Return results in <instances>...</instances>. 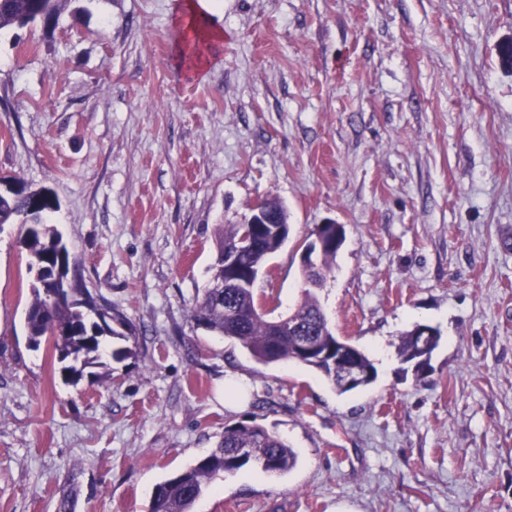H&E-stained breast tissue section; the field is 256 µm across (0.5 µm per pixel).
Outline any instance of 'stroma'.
<instances>
[{
    "label": "stroma",
    "instance_id": "obj_1",
    "mask_svg": "<svg viewBox=\"0 0 512 512\" xmlns=\"http://www.w3.org/2000/svg\"><path fill=\"white\" fill-rule=\"evenodd\" d=\"M177 0H68L0 31V176L48 189L86 287L125 323L110 380L31 348L26 228L0 226V512H148L227 426L295 466L213 481L192 512H512V0H222L204 75ZM288 213L258 291L301 300L300 244L345 239L316 295L377 378L347 394L190 318L217 229ZM438 329L430 371L398 353Z\"/></svg>",
    "mask_w": 512,
    "mask_h": 512
}]
</instances>
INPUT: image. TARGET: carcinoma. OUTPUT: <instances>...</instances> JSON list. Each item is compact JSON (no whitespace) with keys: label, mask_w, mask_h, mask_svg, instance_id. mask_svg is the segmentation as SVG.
I'll return each instance as SVG.
<instances>
[{"label":"carcinoma","mask_w":512,"mask_h":512,"mask_svg":"<svg viewBox=\"0 0 512 512\" xmlns=\"http://www.w3.org/2000/svg\"><path fill=\"white\" fill-rule=\"evenodd\" d=\"M69 0H0V30L10 27H27L34 24L36 15L46 11L45 24L55 21ZM18 191L0 196V224L19 222L27 226L22 245L28 251V270L48 264H69L73 279L82 283L78 265L55 225L42 219V214L52 209L54 199L45 196L34 199L26 194L24 181L17 177ZM242 225L225 224L218 229V248L214 279L224 276V246L235 242ZM283 245L276 234H266L257 251L243 253L240 262L245 266L262 263ZM336 259V251L324 250L317 256V264L308 266L303 277L308 284L301 302L289 313L274 315L276 308L270 301L259 296L255 289L246 285L236 288L204 289L190 309L191 317L207 329L230 338L240 344L256 361L263 364L277 362L295 363L320 373L340 394L353 391L336 377V365L331 359L336 350L344 351L351 360L368 372L367 384L377 376L369 357L353 344L336 336L329 325L327 314L313 290L327 282ZM72 301L61 304L51 301L49 290L32 289V299L25 314L29 342L34 347L49 344L60 372L67 383H79L85 371L92 368L91 382L101 377L100 368L110 371L108 358L120 359L132 355L131 348L112 349L110 338L128 340L123 333L108 324H100L98 318L112 313V306L86 288H73ZM311 339L329 352L325 358L304 357L299 354V344ZM438 345V337L421 340L414 330L402 335L399 354L406 363L414 364V371L424 376L430 369V358ZM296 463L290 446L268 429L240 423L224 428V435L215 448L199 458L169 480L159 484L151 499L149 512H189L193 502L203 489L220 475L234 474L254 464L263 470L283 473Z\"/></svg>","instance_id":"cac0c4a2"}]
</instances>
